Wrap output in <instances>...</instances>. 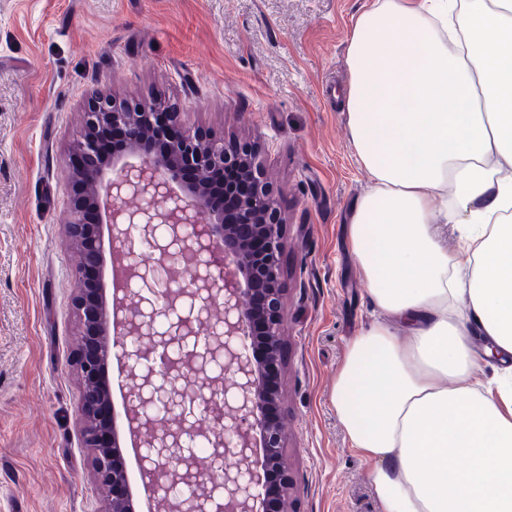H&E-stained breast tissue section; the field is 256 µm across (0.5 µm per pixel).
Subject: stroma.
<instances>
[{
  "mask_svg": "<svg viewBox=\"0 0 512 512\" xmlns=\"http://www.w3.org/2000/svg\"><path fill=\"white\" fill-rule=\"evenodd\" d=\"M366 0H0V512H99L75 418L76 199L89 102L162 101L250 145L278 201L287 512H379L336 373L379 315L347 240L368 191L340 92Z\"/></svg>",
  "mask_w": 512,
  "mask_h": 512,
  "instance_id": "35a3bbf8",
  "label": "stroma"
}]
</instances>
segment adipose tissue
Listing matches in <instances>:
<instances>
[{
  "instance_id": "adipose-tissue-1",
  "label": "adipose tissue",
  "mask_w": 512,
  "mask_h": 512,
  "mask_svg": "<svg viewBox=\"0 0 512 512\" xmlns=\"http://www.w3.org/2000/svg\"><path fill=\"white\" fill-rule=\"evenodd\" d=\"M347 62L371 182L348 239L379 316L348 346L336 414L381 512H512V0H371Z\"/></svg>"
}]
</instances>
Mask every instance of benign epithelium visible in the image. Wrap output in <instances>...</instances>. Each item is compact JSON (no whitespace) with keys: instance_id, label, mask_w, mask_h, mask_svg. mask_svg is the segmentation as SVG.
<instances>
[{"instance_id":"benign-epithelium-1","label":"benign epithelium","mask_w":512,"mask_h":512,"mask_svg":"<svg viewBox=\"0 0 512 512\" xmlns=\"http://www.w3.org/2000/svg\"><path fill=\"white\" fill-rule=\"evenodd\" d=\"M154 103L98 99L84 113L85 131L69 157L92 154V133L100 125L121 129L133 160L86 176L89 193L75 203L68 235L80 254L82 283L75 299L80 325L76 365L82 386L78 425L83 446L92 451V477L101 512H135L123 468L101 448H115L118 433L110 404L98 384L101 365L117 357L132 381L125 421L138 440L139 469L146 489L168 504L169 512H285L292 486L283 458L285 432L270 426L264 408L278 395L261 383V361L254 355L248 314L253 282L263 286L267 321L264 342L277 359L284 320L280 267L283 224L256 156L250 148L225 146L206 132L169 113L179 130L163 154L142 148L153 123ZM200 173L215 167L245 168L251 194L237 219L224 230L200 193L179 182L176 165ZM103 214L112 253L126 260L113 267L111 301H90L99 293L87 277L88 241L99 226L85 212ZM251 231L264 241L255 264L244 257L236 232ZM180 263L189 273L183 283L169 273ZM231 375L216 383L217 374ZM209 445L202 463L195 445Z\"/></svg>"}]
</instances>
